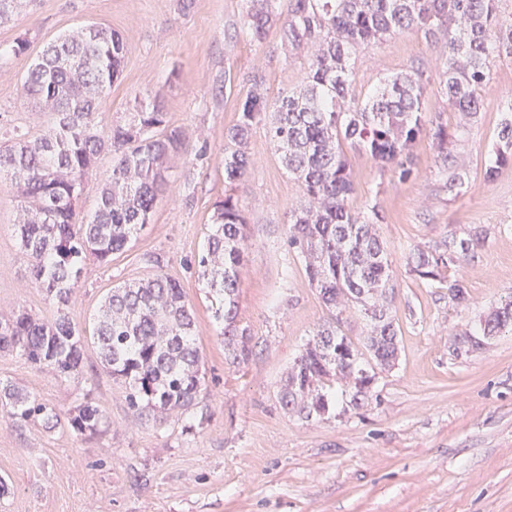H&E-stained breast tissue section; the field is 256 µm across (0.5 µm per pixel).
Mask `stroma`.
I'll use <instances>...</instances> for the list:
<instances>
[{"instance_id":"stroma-1","label":"stroma","mask_w":512,"mask_h":512,"mask_svg":"<svg viewBox=\"0 0 512 512\" xmlns=\"http://www.w3.org/2000/svg\"><path fill=\"white\" fill-rule=\"evenodd\" d=\"M247 0H37L0 23V47L17 38L28 50L0 64V113L41 129L22 96L35 57L58 35L96 23L125 44L123 70L108 97L104 122L159 96L182 147L168 162L171 191L150 224L111 263L87 260L67 308L91 329L103 297L120 283L152 277L150 252L179 280L195 307L207 408L139 420L125 386L86 344L81 371L58 378L18 355L0 352V386H11L65 413L96 403L97 433L61 424L13 423L0 407V479L8 486L0 512H512V334L454 357L453 334L478 330L479 317L512 294V167L485 181L492 148L512 96V62L495 64L481 86V110L470 121L447 111L440 93L443 47L405 31L359 52L354 94L385 76L421 68L423 108L447 122L463 185L448 190L438 149L421 135L401 165L382 168L346 149L351 211L378 209L396 284L393 315L399 358L381 374L363 408L324 420L281 409L276 393L289 366L328 312L287 245L288 219L302 191L289 177L264 127L248 141L252 171L234 192L249 228L238 285L239 318L253 353L237 366L224 357L206 288L192 261L204 244L215 202L224 197V130L252 75L271 95L297 87L311 51L282 49L273 25L263 42L243 35ZM410 176L401 177V168ZM17 197L0 183V315L27 310L44 319L56 308L30 284L31 270L12 230ZM483 231L475 258L448 271L461 280L469 307L409 274L416 248L451 232Z\"/></svg>"}]
</instances>
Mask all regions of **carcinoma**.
<instances>
[{"instance_id": "cac0c4a2", "label": "carcinoma", "mask_w": 512, "mask_h": 512, "mask_svg": "<svg viewBox=\"0 0 512 512\" xmlns=\"http://www.w3.org/2000/svg\"><path fill=\"white\" fill-rule=\"evenodd\" d=\"M244 25L262 41L282 21L284 45L312 49L306 81L270 96L263 76L253 75L240 99L234 124L224 130V183L229 193L217 202L206 244L194 261L207 288L224 350L232 365L252 353L250 333L240 325L236 301L247 221L232 190L250 174L247 141L254 127L266 126L302 200L289 219V246L302 261L309 284L329 312L289 368L277 399L301 418L322 417L336 407V393L350 409L372 396L379 372L395 366L399 326L391 315L395 283L388 249L373 209L359 215L347 205L353 191L343 144L379 162L408 153L424 129L440 149V168L448 190L462 185L455 157L447 150L448 124L426 126L424 71L413 68L380 80L362 97L352 93L351 59L360 49L403 31L442 41L446 55L442 94L448 109L470 118L481 109L479 89L496 62L512 60V22L500 23V0H249ZM125 45L102 26L65 32L47 43L31 64L22 93L47 117L46 129L33 133L13 125L11 143L0 148V178L17 192L13 224L30 261L33 284L56 305L50 320L23 312L0 319V352L19 354L29 364L48 367L60 378L79 371L83 346L96 345L103 365L125 379L133 414L157 419L184 413L206 398L202 356L197 347L194 305L180 281L161 272L164 257L147 253L159 272L113 287L101 305L92 335L86 337L66 313L82 265L124 253L135 234L150 223L167 186L165 163L182 144L169 126L163 104L139 103L135 111L106 125L100 119L106 96L120 78ZM491 181L512 166V100L499 124ZM112 157L98 188L97 208L84 224L75 223V204L89 187L91 172ZM483 235L462 232L408 257L410 272L448 290V301L469 302L464 284L446 278L459 255L476 254ZM356 311L365 333L343 332V314ZM512 332V300L490 310L480 331L453 339L452 355L483 349L484 340ZM10 417L60 424L56 408L11 387L3 388ZM102 413L90 402L69 414L70 427L95 433Z\"/></svg>"}]
</instances>
